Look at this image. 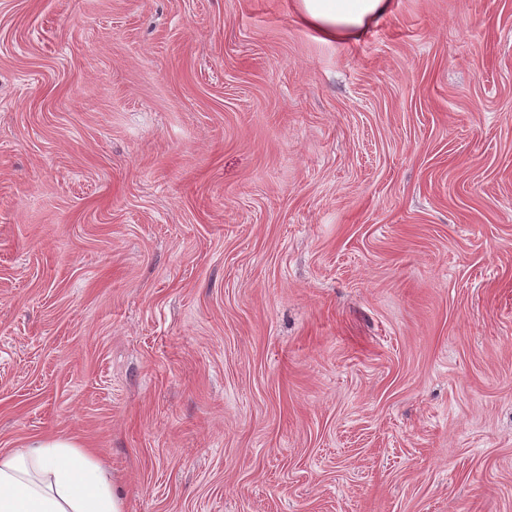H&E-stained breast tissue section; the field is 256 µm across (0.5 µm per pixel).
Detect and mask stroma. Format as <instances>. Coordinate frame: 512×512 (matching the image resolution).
I'll list each match as a JSON object with an SVG mask.
<instances>
[{
  "label": "stroma",
  "instance_id": "1",
  "mask_svg": "<svg viewBox=\"0 0 512 512\" xmlns=\"http://www.w3.org/2000/svg\"><path fill=\"white\" fill-rule=\"evenodd\" d=\"M125 512H512V0H0V453ZM393 0H295L302 22L325 43L350 45L392 9ZM0 512H124L108 472L75 440L0 453Z\"/></svg>",
  "mask_w": 512,
  "mask_h": 512
}]
</instances>
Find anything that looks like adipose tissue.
<instances>
[{
    "mask_svg": "<svg viewBox=\"0 0 512 512\" xmlns=\"http://www.w3.org/2000/svg\"><path fill=\"white\" fill-rule=\"evenodd\" d=\"M393 0H295L325 43H356ZM0 512H124L108 472L75 440L54 437L0 453Z\"/></svg>",
    "mask_w": 512,
    "mask_h": 512,
    "instance_id": "1",
    "label": "adipose tissue"
}]
</instances>
